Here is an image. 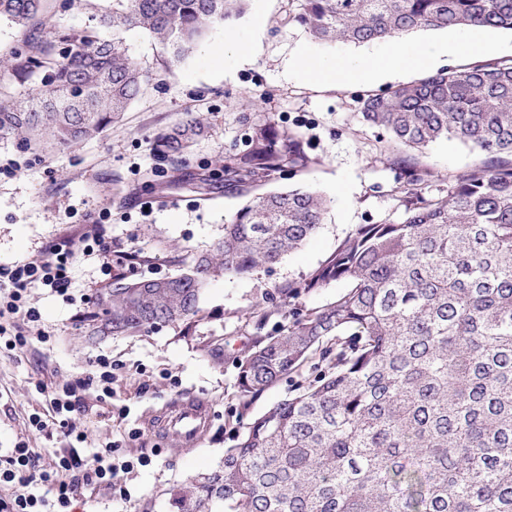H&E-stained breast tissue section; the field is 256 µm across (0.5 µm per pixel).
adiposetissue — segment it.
Listing matches in <instances>:
<instances>
[{"label": "adipose tissue", "instance_id": "1", "mask_svg": "<svg viewBox=\"0 0 512 512\" xmlns=\"http://www.w3.org/2000/svg\"><path fill=\"white\" fill-rule=\"evenodd\" d=\"M463 50L480 56L486 45L479 33L455 36L445 43H423L407 46L394 43L388 49L370 58L328 59L301 58L298 71L307 80H349L366 82L386 72L403 71L433 64L440 56Z\"/></svg>", "mask_w": 512, "mask_h": 512}]
</instances>
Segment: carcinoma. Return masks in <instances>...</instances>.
Listing matches in <instances>:
<instances>
[{
	"label": "carcinoma",
	"mask_w": 512,
	"mask_h": 512,
	"mask_svg": "<svg viewBox=\"0 0 512 512\" xmlns=\"http://www.w3.org/2000/svg\"><path fill=\"white\" fill-rule=\"evenodd\" d=\"M245 0H112L100 21L139 29L177 63ZM43 0H0L21 34L11 71L53 76L29 104L0 100V138L71 147L102 132L152 76L118 38L43 20ZM297 20L324 43L368 44L416 30L512 31V0H302ZM361 119L404 179L406 218L362 224L285 299L345 283L328 304L288 310L277 334L236 361L243 407L285 375L288 397L238 422L222 468L179 486L177 512H512V58L448 68L361 99ZM203 133L190 119L159 138L175 160ZM483 154L429 199L428 146ZM309 167L301 138L256 126L223 160L229 179ZM211 253L176 277L113 278L83 320L89 337L189 330L212 279L271 267L320 228L327 201L299 189L253 194Z\"/></svg>",
	"instance_id": "cac0c4a2"
}]
</instances>
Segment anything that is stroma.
<instances>
[{"instance_id": "obj_1", "label": "stroma", "mask_w": 512, "mask_h": 512, "mask_svg": "<svg viewBox=\"0 0 512 512\" xmlns=\"http://www.w3.org/2000/svg\"><path fill=\"white\" fill-rule=\"evenodd\" d=\"M299 4L248 0L240 16L211 29L175 64L147 33L122 32L127 54L152 74L153 82L119 122L73 148L43 153L0 138V160L19 164L14 172H0V265L45 257L49 245L78 237L106 207L111 210L107 242L113 251L132 256L109 270L98 257L82 259L73 268L70 300L34 289L31 301L42 313L39 328L49 341L35 340L20 350L0 348V455L21 445L34 449L33 468L40 473L53 471L63 451L85 459L114 445L120 459L134 464L109 485L75 470L78 512H175L172 490L222 465L236 418L251 419L288 395L284 380L244 410L234 387L235 362L248 354L258 316L268 313V334L281 319L278 288L306 279L359 225L398 223L405 217L400 172L359 112L365 94L416 81L425 72L414 69L364 83L303 80L293 67L298 55L370 56L382 45L320 44L296 21ZM45 5L48 23L92 30L107 41L113 37L82 0H45ZM232 40L249 45V55L228 49ZM190 116L199 118L205 131L180 164L185 184L167 191L163 185L172 170L158 159L156 143L161 133ZM259 123L300 135L310 160L307 171L275 175L263 188L304 187L321 194L328 209L318 232L272 268L213 279L192 329L175 324L139 336L80 338L96 291L114 276L180 274L223 238L225 222L245 199L216 164L243 152ZM477 159L476 152L456 141L432 144L424 154L433 172L425 195L447 196L449 175L466 171ZM205 168L214 172L208 185L195 180ZM101 356L119 367L111 397L80 390L69 426H60L52 391L85 376ZM193 396L210 403L208 427L196 446L178 452L174 439H162L154 417ZM36 415L45 429L31 426ZM80 431L85 440H77Z\"/></svg>"}]
</instances>
